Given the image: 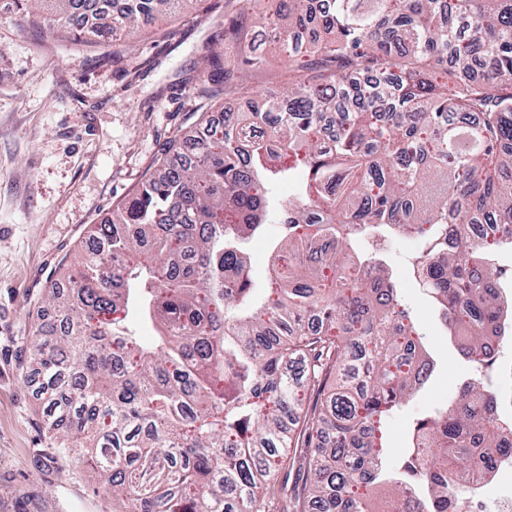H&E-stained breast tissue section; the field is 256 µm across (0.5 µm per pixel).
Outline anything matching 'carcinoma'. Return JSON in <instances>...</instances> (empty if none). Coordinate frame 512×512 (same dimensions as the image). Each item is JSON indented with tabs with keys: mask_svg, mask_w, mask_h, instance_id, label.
Listing matches in <instances>:
<instances>
[{
	"mask_svg": "<svg viewBox=\"0 0 512 512\" xmlns=\"http://www.w3.org/2000/svg\"><path fill=\"white\" fill-rule=\"evenodd\" d=\"M20 22L77 46L126 40L189 0H25ZM271 40L293 84L262 111L208 118L197 147L171 144L155 175L100 226L58 318L27 336L50 393L49 428L82 445L112 499L136 512H266L260 490L302 454L282 512H448L512 455V420L485 378L512 337V0H275ZM213 74L239 82L224 53ZM334 63V81L324 72ZM278 180L295 184L276 202ZM281 225L267 291L253 301L245 244ZM455 233L446 236L444 227ZM469 224H487L472 238ZM423 243L413 267L476 370L419 419L400 471L384 419L435 362L374 233ZM158 327L146 343L130 321Z\"/></svg>",
	"mask_w": 512,
	"mask_h": 512,
	"instance_id": "1",
	"label": "carcinoma"
}]
</instances>
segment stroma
<instances>
[{"label":"stroma","instance_id":"obj_1","mask_svg":"<svg viewBox=\"0 0 512 512\" xmlns=\"http://www.w3.org/2000/svg\"><path fill=\"white\" fill-rule=\"evenodd\" d=\"M262 26L243 0H195L160 20L157 33L124 43L121 61L110 65L101 57L111 43L73 52L55 34L15 24L11 4L0 0V512H113L90 449L60 452L47 429L39 380L25 373V338L50 281L68 283L95 225L154 173L171 141L191 135L218 105L252 111L283 89L288 62ZM244 38L263 55L246 73L249 98H209L203 46L217 44L230 66ZM363 248L382 249L397 299L436 360L430 380L388 422L386 463L395 469L412 421L457 398L473 370L413 274L416 240L394 236Z\"/></svg>","mask_w":512,"mask_h":512}]
</instances>
